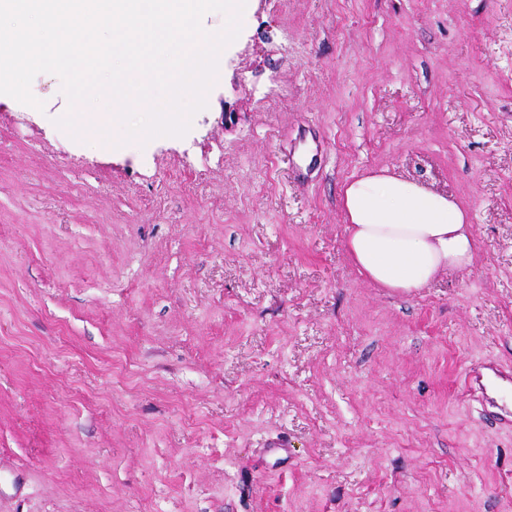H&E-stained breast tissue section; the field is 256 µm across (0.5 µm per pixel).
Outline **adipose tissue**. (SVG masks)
I'll return each instance as SVG.
<instances>
[{"label": "adipose tissue", "mask_w": 512, "mask_h": 512, "mask_svg": "<svg viewBox=\"0 0 512 512\" xmlns=\"http://www.w3.org/2000/svg\"><path fill=\"white\" fill-rule=\"evenodd\" d=\"M342 207L348 256L379 288L418 292L440 275L469 268L479 247L455 200L384 170L346 182Z\"/></svg>", "instance_id": "obj_1"}]
</instances>
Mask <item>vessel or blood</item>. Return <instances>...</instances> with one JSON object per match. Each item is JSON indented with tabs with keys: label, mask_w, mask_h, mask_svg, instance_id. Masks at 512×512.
Wrapping results in <instances>:
<instances>
[{
	"label": "vessel or blood",
	"mask_w": 512,
	"mask_h": 512,
	"mask_svg": "<svg viewBox=\"0 0 512 512\" xmlns=\"http://www.w3.org/2000/svg\"><path fill=\"white\" fill-rule=\"evenodd\" d=\"M465 388L476 394L485 412L512 424V370L494 363H473L463 373Z\"/></svg>",
	"instance_id": "b4317fda"
}]
</instances>
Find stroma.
<instances>
[{"label": "stroma", "instance_id": "35a3bbf8", "mask_svg": "<svg viewBox=\"0 0 512 512\" xmlns=\"http://www.w3.org/2000/svg\"><path fill=\"white\" fill-rule=\"evenodd\" d=\"M31 91L0 95V512H512V426L462 385L512 368V0H248L181 138L77 140ZM385 169L467 209V270L357 273L342 188Z\"/></svg>", "mask_w": 512, "mask_h": 512}]
</instances>
